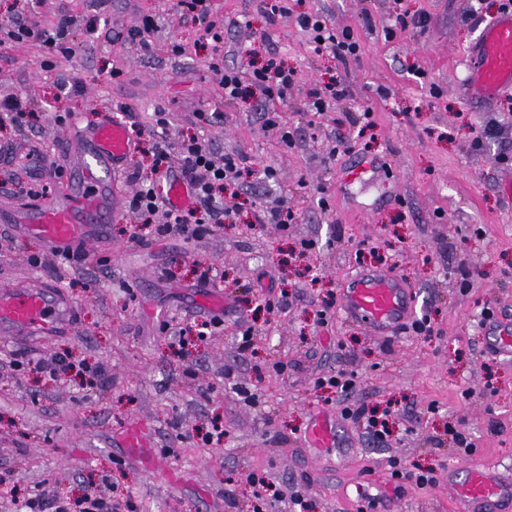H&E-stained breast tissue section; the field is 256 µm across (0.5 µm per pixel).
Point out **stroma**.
<instances>
[{"mask_svg":"<svg viewBox=\"0 0 512 512\" xmlns=\"http://www.w3.org/2000/svg\"><path fill=\"white\" fill-rule=\"evenodd\" d=\"M502 2L289 0L288 15L271 23L260 0H212L224 20L225 66L245 75L249 60L272 58L296 69L297 83L276 104L295 136L288 147L251 103L225 102L200 24L175 0H40V29L52 30L64 13L78 22L65 37L67 54L39 38L0 51V98H25L41 116L31 138L53 150L75 136L74 119L94 120L98 108L129 110L144 126L162 109L170 141L201 134L217 154L275 167L279 181H254L239 194L236 223L189 242H133L135 217L125 213L109 224L106 243H90L89 260L56 269L30 263L48 253L42 239L0 223V286L45 278L77 310L66 333L0 339V470L13 471L19 496L75 500L108 481L129 492L136 512H292L293 488L307 512H358L365 498L373 502L367 512H462L448 489L449 468L466 461L448 440L451 425L478 455L512 466V357L489 352L482 325L488 310L512 324V192L505 188L512 104L500 98L482 111L458 88L470 45ZM403 11L427 16V31L386 39ZM309 12L352 29L359 61L343 68L315 53L297 23ZM147 15L157 23L151 52L117 41ZM90 17L93 32L84 24ZM174 41L186 55L171 53ZM337 75L350 98L327 117L313 116L309 91ZM75 78L81 91L68 86ZM366 107L375 126L362 134L354 118ZM199 112L219 119L198 127ZM340 138L349 152L333 153ZM282 199L298 211L296 224L254 225V205ZM304 238L316 242L305 253ZM463 264L472 273L466 291ZM208 266L223 273L212 286L223 295L220 310L200 302L207 287L197 272ZM371 270L392 272L411 288L413 315L429 318L434 336L403 328L382 336L338 308L319 325L324 300ZM270 293L284 294V312L258 307ZM215 316L223 325L183 349L162 328L173 317ZM246 330L252 345L243 353L238 338ZM63 351L103 364L106 380L83 387L6 367L16 354L47 359ZM339 369L357 376L351 403L394 411L388 447L365 442L338 404L323 403L314 381ZM320 412L336 420L334 447L307 442ZM215 420L224 427L222 446L201 447L198 433ZM134 429L153 440L142 461L126 460L118 443ZM392 456L434 469L436 483L396 487ZM259 472L278 497L258 496L251 476Z\"/></svg>","mask_w":512,"mask_h":512,"instance_id":"35a3bbf8","label":"stroma"}]
</instances>
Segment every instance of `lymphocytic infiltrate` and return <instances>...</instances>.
Masks as SVG:
<instances>
[{
    "label": "lymphocytic infiltrate",
    "mask_w": 512,
    "mask_h": 512,
    "mask_svg": "<svg viewBox=\"0 0 512 512\" xmlns=\"http://www.w3.org/2000/svg\"><path fill=\"white\" fill-rule=\"evenodd\" d=\"M298 24L310 36L315 52L329 53L341 64L358 60L360 42L348 29H337L319 14H301ZM210 68L220 77L224 88V98L228 101L252 98L261 112L265 126L279 127L280 115L272 104L286 99L289 89L296 82L294 69L270 59L254 66L249 77H242L239 70L211 63ZM170 121L165 112L154 115V123L148 131L151 141V165L149 174L130 173L129 178L136 190L128 201L130 211L139 221L145 238L160 239L179 236L186 239L221 228L237 221L236 206L225 204L226 191L244 186L252 174V164L245 155L225 154L223 159H215L212 146L192 135L181 138L177 145H170L167 131ZM179 154V163H172V154ZM179 168L181 175L194 188L196 207L174 212L168 210L160 198L159 182L172 168ZM12 369L33 373L53 379L77 373L86 385L94 386L106 378L103 365H89L75 361L67 355L44 359L35 364H27L20 359H12ZM24 512H131L133 503L124 491L114 484H107L101 491H93L83 496L78 505L64 499L52 503L38 497L23 502Z\"/></svg>",
    "instance_id": "lymphocytic-infiltrate-1"
}]
</instances>
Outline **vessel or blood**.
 <instances>
[{"label": "vessel or blood", "mask_w": 512, "mask_h": 512, "mask_svg": "<svg viewBox=\"0 0 512 512\" xmlns=\"http://www.w3.org/2000/svg\"><path fill=\"white\" fill-rule=\"evenodd\" d=\"M505 91H512V9L490 22L474 43L463 95L487 107ZM134 149L125 123L106 112L99 113L81 141L62 143L54 157L36 140H16L0 155L21 165L36 184L44 182L51 170H61L65 187L28 204L0 207V222L17 225L23 234L37 236L60 252L73 253L104 238L107 225L120 214L117 176ZM160 191L179 208L192 201L188 185L177 178L162 181ZM342 307L348 318L389 335L408 320L412 292L395 275L366 272L345 289ZM73 320V309L43 281L0 289L1 337L48 336ZM308 438L314 447H333L336 428L327 420H317ZM454 488L464 512H499L498 503L512 505V473L477 458L469 460L466 480Z\"/></svg>", "instance_id": "b4317fda"}]
</instances>
